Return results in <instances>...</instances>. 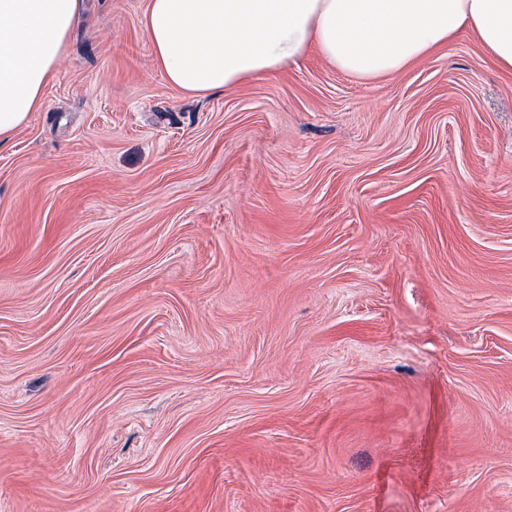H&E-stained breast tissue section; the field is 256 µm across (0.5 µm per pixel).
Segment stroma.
I'll return each instance as SVG.
<instances>
[{
  "label": "stroma",
  "mask_w": 512,
  "mask_h": 512,
  "mask_svg": "<svg viewBox=\"0 0 512 512\" xmlns=\"http://www.w3.org/2000/svg\"><path fill=\"white\" fill-rule=\"evenodd\" d=\"M146 2L0 144V512H512V73L196 98Z\"/></svg>",
  "instance_id": "obj_1"
}]
</instances>
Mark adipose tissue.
<instances>
[{
  "instance_id": "ef3b65f1",
  "label": "adipose tissue",
  "mask_w": 512,
  "mask_h": 512,
  "mask_svg": "<svg viewBox=\"0 0 512 512\" xmlns=\"http://www.w3.org/2000/svg\"><path fill=\"white\" fill-rule=\"evenodd\" d=\"M85 0H0V141L42 104ZM167 83L203 97L315 50L362 80L402 72L460 33L512 71V0H147Z\"/></svg>"
}]
</instances>
